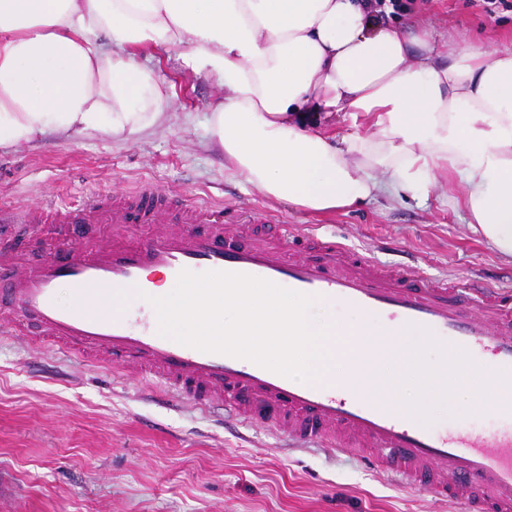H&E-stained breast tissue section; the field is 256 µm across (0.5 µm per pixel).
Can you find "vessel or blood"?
Instances as JSON below:
<instances>
[{"instance_id":"b4317fda","label":"vessel or blood","mask_w":512,"mask_h":512,"mask_svg":"<svg viewBox=\"0 0 512 512\" xmlns=\"http://www.w3.org/2000/svg\"><path fill=\"white\" fill-rule=\"evenodd\" d=\"M46 220L70 227L50 254L35 261L19 251L0 255V298L13 303L0 312L1 335L34 332L58 349L94 352L114 369L150 373L168 398L223 410L240 424L272 427L287 447L367 441L366 460L409 487L463 502L467 512H512V429L484 435L429 429L417 415L391 405L394 382L380 367L384 360L401 358L385 337L420 329L445 371L427 379L428 394L449 393L477 362L498 382L495 411L511 416V290L479 281L460 286L417 281L404 268L384 266L336 239L288 224L252 223L249 242L237 246L224 234L225 226L237 223V210L174 200L150 184L132 193L92 195L79 209L49 203L22 212L1 210L0 234ZM105 221L113 226L112 241H80L81 225ZM159 221L165 224L161 233L129 240L131 225ZM184 269L262 278L364 314L371 324L361 330L360 373L343 386L303 383L160 335L149 302L138 308L144 317L138 327L126 309L93 307L110 302L119 290L148 292L154 272L174 279ZM62 283L71 288L76 307L59 305L56 291Z\"/></svg>"}]
</instances>
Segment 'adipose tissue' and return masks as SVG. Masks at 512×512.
I'll use <instances>...</instances> for the list:
<instances>
[{"mask_svg":"<svg viewBox=\"0 0 512 512\" xmlns=\"http://www.w3.org/2000/svg\"><path fill=\"white\" fill-rule=\"evenodd\" d=\"M167 46L222 87L208 142L264 197L327 214L449 174L470 227L512 263V48L439 49L368 23L363 0H0V150L163 124L167 84L132 52ZM342 110L367 131L314 119ZM403 350L385 370L410 411L427 364L415 341Z\"/></svg>","mask_w":512,"mask_h":512,"instance_id":"adipose-tissue-1","label":"adipose tissue"}]
</instances>
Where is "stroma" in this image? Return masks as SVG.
Returning <instances> with one entry per match:
<instances>
[{
  "mask_svg": "<svg viewBox=\"0 0 512 512\" xmlns=\"http://www.w3.org/2000/svg\"><path fill=\"white\" fill-rule=\"evenodd\" d=\"M390 26L434 46H512V0H408ZM180 47L154 51L169 118L131 141L54 134L0 153V208L81 203L87 192L143 183L189 201L297 224L400 263L417 280L476 279L512 288V264L474 233L455 179L308 215L272 202L224 168L203 127L221 89L184 71ZM136 371L93 367L22 336L0 335V512H464L338 448L284 449L275 430L227 429L189 402L160 403ZM428 428L479 434L512 426L494 410L426 404Z\"/></svg>",
  "mask_w": 512,
  "mask_h": 512,
  "instance_id": "stroma-1",
  "label": "stroma"
}]
</instances>
